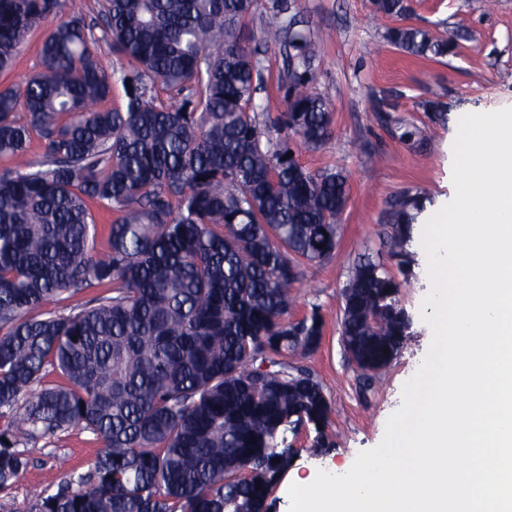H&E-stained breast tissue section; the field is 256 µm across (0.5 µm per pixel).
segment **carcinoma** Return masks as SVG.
<instances>
[{
	"label": "carcinoma",
	"instance_id": "cac0c4a2",
	"mask_svg": "<svg viewBox=\"0 0 512 512\" xmlns=\"http://www.w3.org/2000/svg\"><path fill=\"white\" fill-rule=\"evenodd\" d=\"M253 7L105 0L100 30L128 65L116 74L71 0H0L1 74L33 29L67 13L37 72L0 89V157L12 161L0 170V488L25 466L24 442L72 428L103 440L78 489L40 496L38 512H270L293 461L287 433L311 425L313 447H331L321 382L288 365L318 347L323 323L315 312L295 323L288 308L303 264L335 254L349 186L340 170L286 157L291 139L323 144L332 117L308 90L315 43L288 36L278 0L265 41L289 38L291 84L285 111L259 118L260 63L239 28ZM373 7L408 13L406 0ZM387 40L426 60L456 48L413 25ZM117 79L125 110L95 108ZM157 85L180 102L158 101ZM270 126L285 141L272 144ZM425 202L410 190L386 201L400 267ZM93 204L113 215L105 252ZM94 287L112 294L29 316ZM399 288L367 258L341 291L343 343L366 381L408 335ZM48 367L62 382L42 383Z\"/></svg>",
	"mask_w": 512,
	"mask_h": 512
}]
</instances>
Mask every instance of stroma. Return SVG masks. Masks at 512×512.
<instances>
[{
	"mask_svg": "<svg viewBox=\"0 0 512 512\" xmlns=\"http://www.w3.org/2000/svg\"><path fill=\"white\" fill-rule=\"evenodd\" d=\"M299 30L317 39L308 88L331 104L332 135L321 146H292L298 162L312 171L339 169L348 178L349 202L339 229L336 253L328 261L304 265L293 294L290 318L318 311L323 336L317 349L289 355L296 367L314 373L329 403L326 432L333 443L319 452L315 432L289 435L296 457L292 472L305 478L318 471L349 470L358 453L377 446L388 418L402 404L403 388L429 352L432 336L423 318L429 283L419 240L407 245L413 262L400 274L387 236L385 203L405 190L426 194L427 216L453 197V146L459 119L469 113L512 108V0H408L407 24L452 37L454 54L418 59L397 50L385 35L394 19L374 15L371 0H287ZM273 0H255L241 36L262 61V88L255 102L282 109L285 54L263 40ZM390 98L399 125L380 122L376 100ZM437 99L448 107V121L435 125L423 104ZM416 126L413 139L401 137L400 124ZM369 256L383 261L401 284L400 299L412 324L391 365L364 381L347 355L340 331L341 290L354 263ZM101 438L71 429L24 444L26 464L11 485L0 490V512H35L41 494H53L66 481L86 474L102 448Z\"/></svg>",
	"mask_w": 512,
	"mask_h": 512,
	"instance_id": "35a3bbf8",
	"label": "stroma"
}]
</instances>
